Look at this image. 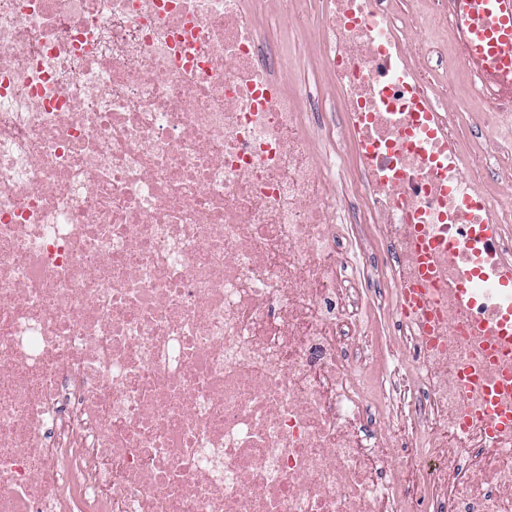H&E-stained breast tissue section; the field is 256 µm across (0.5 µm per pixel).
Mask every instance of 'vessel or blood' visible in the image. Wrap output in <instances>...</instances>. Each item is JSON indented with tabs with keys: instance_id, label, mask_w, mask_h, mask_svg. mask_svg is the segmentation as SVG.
<instances>
[{
	"instance_id": "1",
	"label": "vessel or blood",
	"mask_w": 512,
	"mask_h": 512,
	"mask_svg": "<svg viewBox=\"0 0 512 512\" xmlns=\"http://www.w3.org/2000/svg\"><path fill=\"white\" fill-rule=\"evenodd\" d=\"M458 39L473 70L512 91V0H451Z\"/></svg>"
}]
</instances>
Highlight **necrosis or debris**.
Returning a JSON list of instances; mask_svg holds the SVG:
<instances>
[{
    "label": "necrosis or debris",
    "mask_w": 512,
    "mask_h": 512,
    "mask_svg": "<svg viewBox=\"0 0 512 512\" xmlns=\"http://www.w3.org/2000/svg\"><path fill=\"white\" fill-rule=\"evenodd\" d=\"M430 3L0 0V512H512V118Z\"/></svg>",
    "instance_id": "1"
}]
</instances>
